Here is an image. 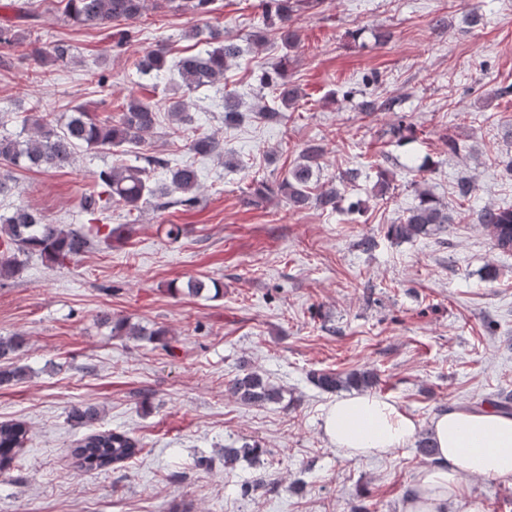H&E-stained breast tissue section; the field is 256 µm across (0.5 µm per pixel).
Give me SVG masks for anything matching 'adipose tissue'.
Segmentation results:
<instances>
[{
    "label": "adipose tissue",
    "instance_id": "adipose-tissue-1",
    "mask_svg": "<svg viewBox=\"0 0 512 512\" xmlns=\"http://www.w3.org/2000/svg\"><path fill=\"white\" fill-rule=\"evenodd\" d=\"M429 429L438 443L436 462L420 469L406 512H446L468 476L512 484V415L453 407L435 415ZM323 430L348 457L362 459L405 445L418 425L392 402L355 394L329 405Z\"/></svg>",
    "mask_w": 512,
    "mask_h": 512
}]
</instances>
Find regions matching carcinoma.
Returning a JSON list of instances; mask_svg holds the SVG:
<instances>
[{"label": "carcinoma", "instance_id": "cac0c4a2", "mask_svg": "<svg viewBox=\"0 0 512 512\" xmlns=\"http://www.w3.org/2000/svg\"><path fill=\"white\" fill-rule=\"evenodd\" d=\"M214 0H156L158 9L189 11L205 16L212 11ZM322 0H261L263 16L274 18L279 23L280 40L288 51L297 47L294 24L300 12L312 9ZM65 20L84 26H104L113 22L134 23L142 17L145 0H59ZM27 36L12 24H0V45L19 46L28 44L25 57L39 66L64 62L70 57V47L57 43L48 54L34 43L26 42ZM209 39L216 45L203 51L180 58L169 64L168 50L159 45L145 51L133 65L142 74L154 78L166 76L174 71L184 96L169 102L168 112L178 122L188 121L185 96L214 85L224 77V70L238 58L242 49L238 43L226 39L218 30L211 32ZM272 87L270 103L260 112L278 117L281 109L293 107L299 99L298 87L294 86L280 68L268 76ZM158 116L155 108L143 99L131 96L119 109L116 116L100 120L82 106L62 127L41 115L30 119L24 137L3 136L0 138V160L11 164H29L44 169L61 170L74 164L81 149H102L133 154L143 160L142 166L124 163L113 165L98 173L101 191L84 198L82 209L94 215L113 203H125L137 208L143 204H154L157 209L171 205L195 206L200 201V184L197 170L190 164L173 168L162 157L143 152L145 136L156 127ZM191 150L202 156L216 155L221 145L215 138L199 136L191 143ZM324 148L318 143H308L301 150L302 161L288 170L277 185L288 203L297 209L315 202L325 211H335L341 199V189L354 176L344 173L339 176V186H330L316 196H311L314 169L319 166ZM161 168L169 173V181L159 185L150 180L149 173ZM451 216L448 209L431 196H422L420 202L408 211L405 220L392 224L388 234L397 240H411L426 235L434 228L448 224ZM476 222L490 236L492 246L503 253L512 252V209L483 206L476 211ZM119 236V228L109 224H97L86 229L53 224L43 216L25 207H17L9 215H0V277H9L20 269L19 256L37 254L54 263L63 264L86 253L94 239L106 241ZM104 323H113L112 331L127 336H140L142 330L128 322H112L111 314L100 316ZM26 346L22 336L0 337V386L22 383L28 376L26 367L17 364L16 353ZM312 382L326 392L356 389L363 391L376 383L368 371L353 372L341 376L333 372H314ZM228 394L243 404L278 403L281 391L262 374L243 369L227 386ZM101 410L93 405L76 404L69 411L70 420L88 428L89 433L78 441L71 455L76 464L85 470H107L136 457L141 446L127 433L100 426ZM26 428L20 422H0V472L13 466L16 449L21 447ZM262 453L256 442H243L237 448L224 449V465L234 466L242 458H255Z\"/></svg>", "mask_w": 512, "mask_h": 512}]
</instances>
